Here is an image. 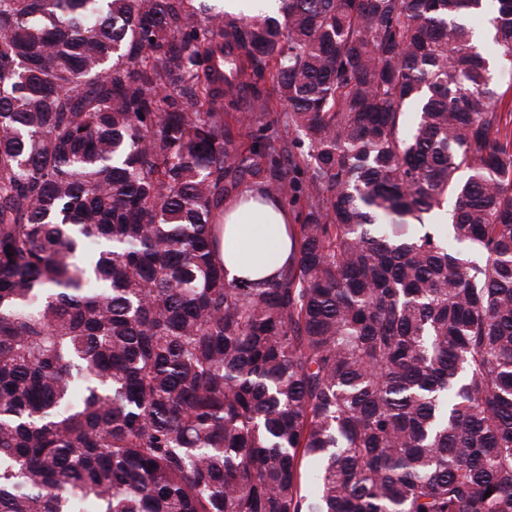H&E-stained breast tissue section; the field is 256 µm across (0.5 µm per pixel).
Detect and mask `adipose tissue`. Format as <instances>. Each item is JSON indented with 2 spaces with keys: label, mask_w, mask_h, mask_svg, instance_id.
<instances>
[{
  "label": "adipose tissue",
  "mask_w": 512,
  "mask_h": 512,
  "mask_svg": "<svg viewBox=\"0 0 512 512\" xmlns=\"http://www.w3.org/2000/svg\"><path fill=\"white\" fill-rule=\"evenodd\" d=\"M217 222L219 254L228 279H266L287 265L293 224L287 208L247 190L226 202Z\"/></svg>",
  "instance_id": "1"
}]
</instances>
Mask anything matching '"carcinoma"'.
<instances>
[{
    "instance_id": "obj_1",
    "label": "carcinoma",
    "mask_w": 512,
    "mask_h": 512,
    "mask_svg": "<svg viewBox=\"0 0 512 512\" xmlns=\"http://www.w3.org/2000/svg\"><path fill=\"white\" fill-rule=\"evenodd\" d=\"M490 1L0 0V512H512ZM217 223L222 226L219 254L229 280L266 279L288 264L293 218L287 208L246 190L226 202Z\"/></svg>"
}]
</instances>
